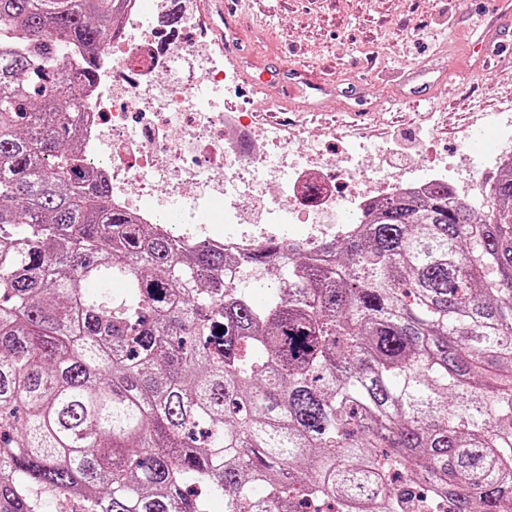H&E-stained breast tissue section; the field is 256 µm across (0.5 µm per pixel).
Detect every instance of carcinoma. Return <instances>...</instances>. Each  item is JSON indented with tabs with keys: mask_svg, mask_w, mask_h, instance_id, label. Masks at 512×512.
<instances>
[{
	"mask_svg": "<svg viewBox=\"0 0 512 512\" xmlns=\"http://www.w3.org/2000/svg\"><path fill=\"white\" fill-rule=\"evenodd\" d=\"M123 6L0 0V512H512V172L315 254L160 235L76 151L63 55L93 79Z\"/></svg>",
	"mask_w": 512,
	"mask_h": 512,
	"instance_id": "obj_1",
	"label": "carcinoma"
}]
</instances>
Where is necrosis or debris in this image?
<instances>
[{
  "label": "necrosis or debris",
  "instance_id": "obj_1",
  "mask_svg": "<svg viewBox=\"0 0 512 512\" xmlns=\"http://www.w3.org/2000/svg\"><path fill=\"white\" fill-rule=\"evenodd\" d=\"M174 1L181 26L162 30L158 21ZM94 65L95 79L79 85L87 103L79 151L114 208L164 233L171 229L166 214L175 212L202 229L220 221L223 234L208 241L227 252L250 254L266 239H291L295 224L305 225L303 241L315 247L332 229L335 182L345 184L357 217L449 181L444 167L377 179L354 171V154L367 148L361 140L340 158L297 156L256 113L225 111L238 95L236 74L203 31L196 0H127ZM476 130L483 141L468 153L470 176L483 192L512 165V101L480 115ZM277 180L287 194L266 201L260 188ZM255 213L262 223L247 231Z\"/></svg>",
  "mask_w": 512,
  "mask_h": 512
}]
</instances>
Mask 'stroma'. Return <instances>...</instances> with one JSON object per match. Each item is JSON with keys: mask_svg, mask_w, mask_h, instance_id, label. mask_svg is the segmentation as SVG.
I'll return each instance as SVG.
<instances>
[{"mask_svg": "<svg viewBox=\"0 0 512 512\" xmlns=\"http://www.w3.org/2000/svg\"><path fill=\"white\" fill-rule=\"evenodd\" d=\"M498 0H239L227 38L241 43L238 74L296 68L329 76L321 93L296 84L283 136L314 134L315 149L343 155L354 132L372 143L364 172H409L444 161L465 169L462 135L475 108L493 111L512 93V66L483 71L471 50L478 26L495 22L512 41ZM383 152H375V145Z\"/></svg>", "mask_w": 512, "mask_h": 512, "instance_id": "obj_1", "label": "stroma"}]
</instances>
